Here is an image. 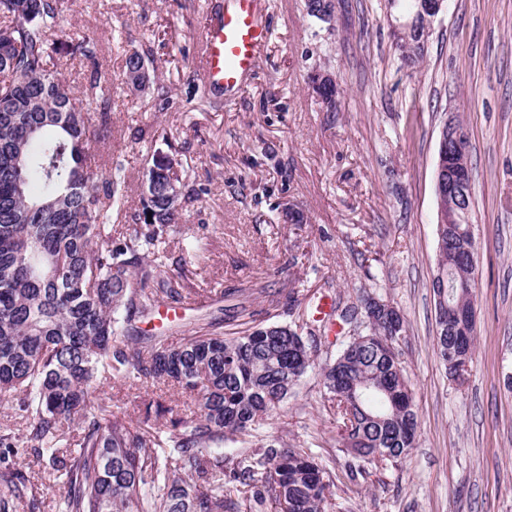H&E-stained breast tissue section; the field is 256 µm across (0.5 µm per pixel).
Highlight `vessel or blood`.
I'll return each instance as SVG.
<instances>
[{
    "label": "vessel or blood",
    "instance_id": "b4317fda",
    "mask_svg": "<svg viewBox=\"0 0 512 512\" xmlns=\"http://www.w3.org/2000/svg\"><path fill=\"white\" fill-rule=\"evenodd\" d=\"M265 9L266 0H231L207 19L196 65L209 90L236 95L254 74L271 35Z\"/></svg>",
    "mask_w": 512,
    "mask_h": 512
}]
</instances>
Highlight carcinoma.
Instances as JSON below:
<instances>
[{
    "instance_id": "1",
    "label": "carcinoma",
    "mask_w": 512,
    "mask_h": 512,
    "mask_svg": "<svg viewBox=\"0 0 512 512\" xmlns=\"http://www.w3.org/2000/svg\"><path fill=\"white\" fill-rule=\"evenodd\" d=\"M64 0H0V404L17 407L25 433L0 427V487L30 512L44 485L9 459L30 448L45 457L65 494L60 512H327L332 475L295 448L268 439L263 426L288 400L317 348L315 325L279 322L213 333L195 323L178 346L141 335L138 323L180 297L166 275V246L177 233L180 203L193 194L174 168V155L153 151L141 179L140 208L127 234L112 220L125 205V168L112 162L101 178L90 152L95 119L106 124L112 96L104 86L91 37L60 42L55 32ZM66 54L87 62L80 86L48 68ZM145 54L123 57L122 74L148 96ZM95 104L93 115L83 106ZM473 211H459L453 241L436 249L448 270L449 302H474L469 244ZM181 250L196 259L200 238L184 234ZM338 318L368 338L342 342L322 367L338 436L352 459L402 462L416 444L417 415L400 359L382 353L385 323L346 303ZM163 381L190 394L197 412L153 426H134L95 403L117 376ZM77 423L76 443L65 425ZM195 476L188 481L179 471ZM244 485L240 505L224 487Z\"/></svg>"
}]
</instances>
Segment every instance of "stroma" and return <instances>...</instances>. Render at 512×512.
Listing matches in <instances>:
<instances>
[{
  "label": "stroma",
  "instance_id": "1",
  "mask_svg": "<svg viewBox=\"0 0 512 512\" xmlns=\"http://www.w3.org/2000/svg\"><path fill=\"white\" fill-rule=\"evenodd\" d=\"M211 0H65L59 39L97 37L112 80L97 163L123 161L126 231L139 208L143 166L169 132L196 195L180 228L203 237L201 259H170L182 281L185 320L201 311H263L281 288L304 303L372 295L397 307L396 346L414 393L416 445L399 464L346 475L321 368L335 333L323 335L315 366L296 383L264 432L331 470L330 512H512V0H448L423 63L404 68L384 0H336L324 24L304 0H267L271 39L254 76L232 100L209 94L196 56ZM148 58L153 96L128 90L124 51ZM339 86L335 105L312 89L316 72ZM459 113L470 137L477 249V346L465 385L437 352V197L441 125ZM183 319V320H184ZM98 401L142 422L149 402L183 417L194 406L167 385L137 379L105 385ZM44 485L40 512H57L64 489L47 459H14Z\"/></svg>",
  "mask_w": 512,
  "mask_h": 512
}]
</instances>
